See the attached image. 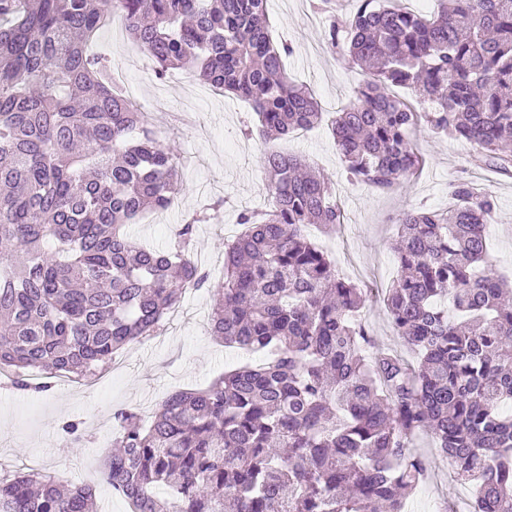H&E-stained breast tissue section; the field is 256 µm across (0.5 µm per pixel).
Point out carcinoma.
Here are the masks:
<instances>
[{
	"instance_id": "carcinoma-1",
	"label": "carcinoma",
	"mask_w": 512,
	"mask_h": 512,
	"mask_svg": "<svg viewBox=\"0 0 512 512\" xmlns=\"http://www.w3.org/2000/svg\"><path fill=\"white\" fill-rule=\"evenodd\" d=\"M334 0L328 45L363 79L331 121L348 178L379 193L422 158L411 133L466 141L477 166L512 175V0H437L427 17L396 0ZM120 14L163 79L185 69L249 101L268 139L323 112L291 82L293 46L271 34L267 0H0V367L84 378L159 335L189 288L212 299L211 332L259 352L204 388L171 394L143 424L112 414L115 451L98 469L131 512H406L428 479L432 437L471 490L469 512H512V296L489 258L496 203L450 184L446 210L396 216L398 275L384 298L414 361L375 346L356 320L368 291L304 232L343 223L333 184L305 159L267 151L269 207L243 210L218 281L192 260L196 226L166 250L126 232L169 208L179 158L87 44ZM411 91L413 100L394 88ZM138 131L135 137L132 131ZM0 512H98L92 485L0 472Z\"/></svg>"
}]
</instances>
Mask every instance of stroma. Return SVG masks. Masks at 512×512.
<instances>
[{
	"label": "stroma",
	"mask_w": 512,
	"mask_h": 512,
	"mask_svg": "<svg viewBox=\"0 0 512 512\" xmlns=\"http://www.w3.org/2000/svg\"><path fill=\"white\" fill-rule=\"evenodd\" d=\"M268 16L273 37L294 47L285 61L289 76L313 89L327 116L346 107L362 72L346 65L338 51L325 44V19L314 12L311 0H268ZM90 50L108 60L111 72L122 74L123 89L148 112L159 142L182 159L185 192L169 209L147 212L132 225L139 239L168 245L180 224L213 200L223 199L219 218L198 225L194 251L199 268L220 277L224 245L241 231L238 213L268 203L263 156L271 148L305 156L333 181L344 222L330 236L314 226L307 233L331 252L341 275L370 288L361 320L379 346L403 347L391 329L384 296L398 271L394 219L407 205L447 208L450 184L473 182L496 202L489 233L491 257L500 269L512 268V177L475 167L470 144L417 131L426 160L422 172L406 189L379 194L348 182L327 125L267 144L260 136L244 134L246 128L259 126L246 101L199 84L182 70L156 80L152 61L127 39L123 26L100 29ZM211 305L206 291L185 293L167 316L162 335L120 353L111 371L93 387L66 390L56 385L46 393L0 388V468H31L75 484L96 482L101 512H128L122 497L96 481L98 463L112 450L113 411L131 407L151 415L173 391L207 383L241 362L261 360L260 355L224 347L212 336ZM67 420L81 422L87 434L83 447H74L61 432ZM416 447L426 458L430 475L411 496L410 512L431 507L443 512L447 506L468 502V489L455 481L449 460L433 440L420 435Z\"/></svg>",
	"instance_id": "1"
}]
</instances>
